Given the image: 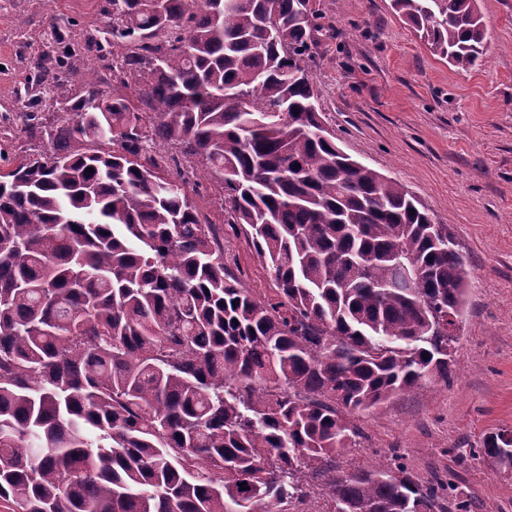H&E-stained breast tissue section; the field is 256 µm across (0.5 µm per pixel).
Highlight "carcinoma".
I'll list each match as a JSON object with an SVG mask.
<instances>
[{"label": "carcinoma", "instance_id": "obj_1", "mask_svg": "<svg viewBox=\"0 0 512 512\" xmlns=\"http://www.w3.org/2000/svg\"><path fill=\"white\" fill-rule=\"evenodd\" d=\"M110 4L80 46L52 27L36 67L59 108L25 127L49 149L0 170V504L283 512L317 495L311 473L328 512H470L448 475L396 458L336 472L361 436L353 415L448 382L467 273L447 226L325 128L309 70L323 13ZM391 8L456 70L482 62L478 0ZM82 50L139 80L136 100L103 96L94 68L71 65ZM205 175L279 300L224 267L187 190ZM473 456L512 473V430Z\"/></svg>", "mask_w": 512, "mask_h": 512}]
</instances>
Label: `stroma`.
<instances>
[{"mask_svg":"<svg viewBox=\"0 0 512 512\" xmlns=\"http://www.w3.org/2000/svg\"><path fill=\"white\" fill-rule=\"evenodd\" d=\"M332 27L310 64L325 125L357 161L402 183L435 223L448 225L468 272L465 315L449 381L432 380L354 423L362 436L338 471L401 458L419 477L449 472L470 512H512V475L469 453L482 437L512 429V0H479L490 41L468 72L434 56L390 0H316ZM109 0H0V168L27 149L38 95L32 62L51 24L73 38L99 27ZM224 265L243 287L276 298L275 281L243 231L225 230Z\"/></svg>","mask_w":512,"mask_h":512,"instance_id":"obj_1","label":"stroma"}]
</instances>
